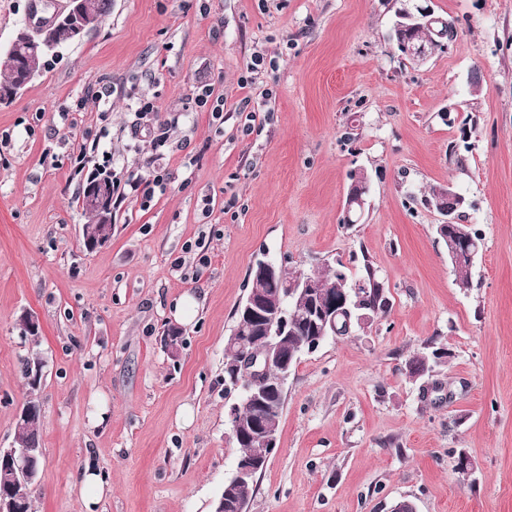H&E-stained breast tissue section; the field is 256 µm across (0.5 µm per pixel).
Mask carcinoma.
Listing matches in <instances>:
<instances>
[{
  "label": "carcinoma",
  "instance_id": "cac0c4a2",
  "mask_svg": "<svg viewBox=\"0 0 512 512\" xmlns=\"http://www.w3.org/2000/svg\"><path fill=\"white\" fill-rule=\"evenodd\" d=\"M46 54L39 52L37 54H28L24 57L23 63L19 67L4 65L0 68L3 72V79L0 80V104L9 105L12 98L9 92L24 83L26 76L30 72H35L42 67ZM448 198V212L452 213L455 222L446 225V231L439 233V236L445 240H451L457 243L456 259L450 260L452 270L455 276V283L461 289L470 288L473 274V263L470 262L469 253L478 252L481 248L482 236L479 230L470 224H460L456 222L461 207L458 206V195L448 192L445 186L431 188L426 196V202L431 203L443 198ZM87 216V223L84 224L86 233L97 237H105L112 234L111 226H104L98 214L88 208H83ZM312 276L321 279L336 289L340 286L350 289L354 286L360 288V295L353 297V305L348 308L336 310V334L343 336L348 334L350 328L355 325V315L359 311L370 314L378 319L384 316L390 308V298L386 293L384 284L378 279L374 267L369 260H364L362 277L358 280L351 279L344 271V265L339 263L337 266H328L324 270L312 273ZM248 292L254 293L261 291L268 296V303L271 309L284 307L288 312V335L275 336L265 330L257 323H248L249 332L240 337L241 350L260 353L269 344L278 346L283 356H288L303 345L307 337L313 335L312 315L313 310L319 305V300L314 297H305L298 293L293 296H287L284 289V282L279 279L262 280L256 277L255 269H250L247 278ZM431 352L425 351L411 355L405 363V374L410 377L423 378L429 377L436 372V369L445 364L447 354H437L438 347L436 341L431 340L428 343ZM268 404L264 407H256L252 404L244 406L243 419L246 423L257 422L262 429L278 430L280 418L282 416L285 397L277 391H271L267 397ZM29 408L28 417L23 425L17 428V439L21 442L32 441L37 447H42L39 434V420L41 410L39 403L35 400L26 402ZM239 448V457H259L263 448L254 434H247L241 439L234 440ZM256 481L232 485H224V512H237V505L250 501L254 492Z\"/></svg>",
  "mask_w": 512,
  "mask_h": 512
}]
</instances>
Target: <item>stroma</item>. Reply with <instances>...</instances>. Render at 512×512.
<instances>
[{
  "mask_svg": "<svg viewBox=\"0 0 512 512\" xmlns=\"http://www.w3.org/2000/svg\"><path fill=\"white\" fill-rule=\"evenodd\" d=\"M404 2L112 0L105 22L0 106V448L37 400L34 512H85L87 464L112 486L98 512H213L239 455L224 342L261 258L307 272L340 262L354 279L371 262L392 307L301 357L248 512H390L403 499L417 512H512V0H431L458 36L422 66L389 41ZM452 103L478 115L462 168L448 157L458 128L440 118ZM89 133L100 152L80 170ZM155 168L164 189L148 202L126 190L111 240L86 250V183ZM359 168L371 190L348 226ZM448 184L482 234L466 290L422 202ZM187 293L201 308L173 357L163 334ZM26 314L37 336L23 333ZM433 339L447 364L409 378L406 360ZM26 359L42 363L34 389Z\"/></svg>",
  "mask_w": 512,
  "mask_h": 512,
  "instance_id": "35a3bbf8",
  "label": "stroma"
}]
</instances>
